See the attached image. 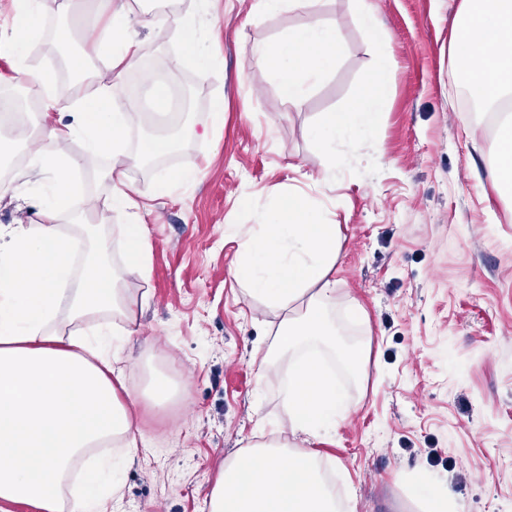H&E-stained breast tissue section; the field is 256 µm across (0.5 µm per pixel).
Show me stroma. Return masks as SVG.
I'll return each mask as SVG.
<instances>
[{
	"label": "stroma",
	"mask_w": 512,
	"mask_h": 512,
	"mask_svg": "<svg viewBox=\"0 0 512 512\" xmlns=\"http://www.w3.org/2000/svg\"><path fill=\"white\" fill-rule=\"evenodd\" d=\"M368 3L383 25L375 41L364 37L350 0H322V18L339 25L342 57L294 108L248 54L302 25V12L258 16L254 0H177L216 64L186 63L175 74L193 92L179 151L127 165L150 272L124 279L133 315L115 324L127 390L159 373L185 395L139 404L142 438L112 512H208L221 462L257 422L279 429L286 367L256 380L272 316L232 277L236 244L225 230L255 223L288 190L313 196L317 219L337 225L343 247L329 317L340 342L370 347L364 379L350 389L354 413L314 444L338 499L351 512H411L402 478L417 469L447 484L462 512H512V205L488 176L491 126L464 110L449 83L460 0ZM136 32L141 62L168 68L175 29L157 18ZM89 34L61 0H42L41 27L24 55L0 56V92L28 100L14 79L19 67L71 73L70 57ZM382 55L392 73L376 124L358 150L337 145L328 161L310 128L352 107ZM218 107L220 127L210 120ZM12 142L0 158L11 186L0 199L5 228L34 223V204L48 191L29 167L37 135ZM113 162L105 155L78 172L75 191L90 201L87 221L119 270L123 244L113 227L128 217L107 208ZM187 168L197 170L195 181L157 197L159 182ZM350 305L361 306L363 321H345Z\"/></svg>",
	"instance_id": "stroma-1"
}]
</instances>
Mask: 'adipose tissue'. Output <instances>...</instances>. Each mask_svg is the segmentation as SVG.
<instances>
[{
	"mask_svg": "<svg viewBox=\"0 0 512 512\" xmlns=\"http://www.w3.org/2000/svg\"><path fill=\"white\" fill-rule=\"evenodd\" d=\"M286 3L304 13L306 23L278 40L252 46L249 61L271 70L281 101L299 107L311 87L335 70L343 43L336 23L320 18V0H255L254 7L269 14ZM95 4L107 22L74 64L82 69L91 57L109 52L112 73L95 97H76L49 70L17 72L43 102L41 147L30 166L48 175L54 195L40 205L37 223L14 227L0 247V504H28L37 512H107L120 491L118 475L138 446L136 406L145 397L166 403L176 392L162 376L146 395L125 392L119 340L109 325L81 331L53 326L61 314L71 323L102 313L128 315L119 277L149 273L145 229L125 164H113L108 172L111 206L131 218L119 227L122 272L105 262L100 242L82 270H75V251L84 242L60 228L64 215L80 220L86 213L84 202L73 194L71 175L105 153L121 152L130 113L112 90L140 64L127 0ZM449 52L456 61L451 81L468 87L484 114L494 118L486 150L489 177L500 197L511 196L512 0H460ZM391 68L389 58H378L357 105L328 113L311 129L325 152L335 154L340 141L352 148L362 142L389 93ZM79 134L83 151L51 167L55 145ZM313 209V198L284 193L259 223L238 225L232 233L236 282L278 319L262 364L288 363V430L248 442L224 459L210 491L209 512H342L312 442L355 409L328 371L327 358H336L358 379L368 349L336 344L328 308L334 302L343 239L336 225L311 222ZM108 441L124 448V455L80 467L78 491L69 493L70 471L90 449ZM404 482L417 512H457L454 497L431 474L411 472Z\"/></svg>",
	"mask_w": 512,
	"mask_h": 512,
	"instance_id": "obj_1",
	"label": "adipose tissue"
}]
</instances>
